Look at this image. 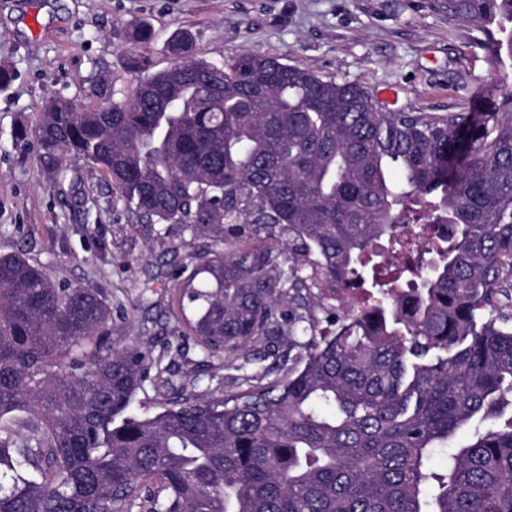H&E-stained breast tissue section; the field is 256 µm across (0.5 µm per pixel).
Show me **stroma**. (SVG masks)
<instances>
[{"instance_id": "obj_1", "label": "stroma", "mask_w": 512, "mask_h": 512, "mask_svg": "<svg viewBox=\"0 0 512 512\" xmlns=\"http://www.w3.org/2000/svg\"><path fill=\"white\" fill-rule=\"evenodd\" d=\"M152 28L143 46L154 70L170 66L171 37H194L199 57L224 63L253 52L340 82L396 95L395 111H465L478 79L497 68L485 32L434 10L432 0H0V252L21 251L58 282L95 288L114 312L112 332L165 352L173 383L231 392L237 372L204 356L183 329L177 267L208 241L181 227L157 237L112 196L99 169L70 159L62 182L43 168L35 141L15 128L51 97L101 106L92 87L111 75L131 97L138 75L124 68L127 31Z\"/></svg>"}]
</instances>
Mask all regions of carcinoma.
<instances>
[{
	"label": "carcinoma",
	"mask_w": 512,
	"mask_h": 512,
	"mask_svg": "<svg viewBox=\"0 0 512 512\" xmlns=\"http://www.w3.org/2000/svg\"><path fill=\"white\" fill-rule=\"evenodd\" d=\"M434 3L487 32L512 23V0ZM487 46L512 58V36ZM170 52L154 73L129 53L128 99L93 85L112 111L58 96L15 140L34 136L57 181L71 157L100 169L157 235L209 238L175 275L181 337L206 356L244 369L269 332L303 353L142 413L146 382L170 384L163 355L112 335L101 292L0 253V512H512V312L494 302L512 270V70L431 115L261 54L214 64L187 33ZM261 232L288 242L246 246ZM384 236L377 296L340 299L336 330L280 311L334 308Z\"/></svg>",
	"instance_id": "obj_1"
}]
</instances>
